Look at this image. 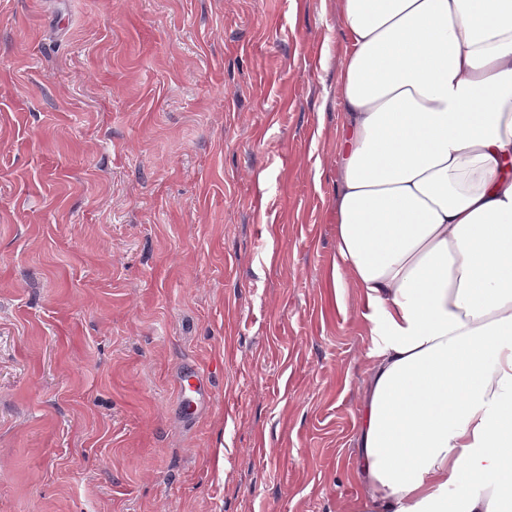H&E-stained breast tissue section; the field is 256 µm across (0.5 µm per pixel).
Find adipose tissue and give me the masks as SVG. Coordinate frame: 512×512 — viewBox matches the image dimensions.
I'll use <instances>...</instances> for the list:
<instances>
[{"label": "adipose tissue", "instance_id": "obj_1", "mask_svg": "<svg viewBox=\"0 0 512 512\" xmlns=\"http://www.w3.org/2000/svg\"><path fill=\"white\" fill-rule=\"evenodd\" d=\"M363 512H512V0H336Z\"/></svg>", "mask_w": 512, "mask_h": 512}]
</instances>
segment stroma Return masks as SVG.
<instances>
[{"label": "stroma", "mask_w": 512, "mask_h": 512, "mask_svg": "<svg viewBox=\"0 0 512 512\" xmlns=\"http://www.w3.org/2000/svg\"><path fill=\"white\" fill-rule=\"evenodd\" d=\"M343 48L336 0H0V512H357Z\"/></svg>", "instance_id": "obj_1"}]
</instances>
